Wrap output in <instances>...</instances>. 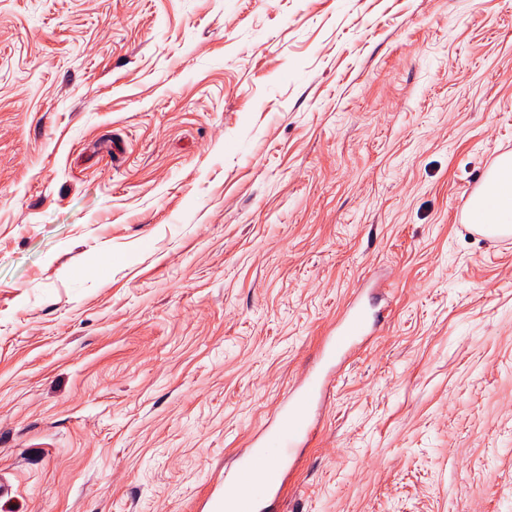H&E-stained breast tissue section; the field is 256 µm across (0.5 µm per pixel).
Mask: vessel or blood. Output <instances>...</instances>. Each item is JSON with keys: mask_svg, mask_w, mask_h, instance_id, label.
Wrapping results in <instances>:
<instances>
[{"mask_svg": "<svg viewBox=\"0 0 512 512\" xmlns=\"http://www.w3.org/2000/svg\"><path fill=\"white\" fill-rule=\"evenodd\" d=\"M375 322L361 298L351 300L322 342L318 362L291 389L277 409L272 428L262 432L258 447L240 455L224 474V497L234 512H272L288 484L290 464L314 429L312 410L321 404L337 368L372 332Z\"/></svg>", "mask_w": 512, "mask_h": 512, "instance_id": "1", "label": "vessel or blood"}]
</instances>
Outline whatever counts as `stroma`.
I'll return each mask as SVG.
<instances>
[{
	"label": "stroma",
	"instance_id": "stroma-1",
	"mask_svg": "<svg viewBox=\"0 0 512 512\" xmlns=\"http://www.w3.org/2000/svg\"><path fill=\"white\" fill-rule=\"evenodd\" d=\"M512 0H0V512H209L355 295L273 512H512ZM483 202L482 223L489 225L507 224L512 232V155L502 156L489 180L485 183L481 198Z\"/></svg>",
	"mask_w": 512,
	"mask_h": 512
}]
</instances>
